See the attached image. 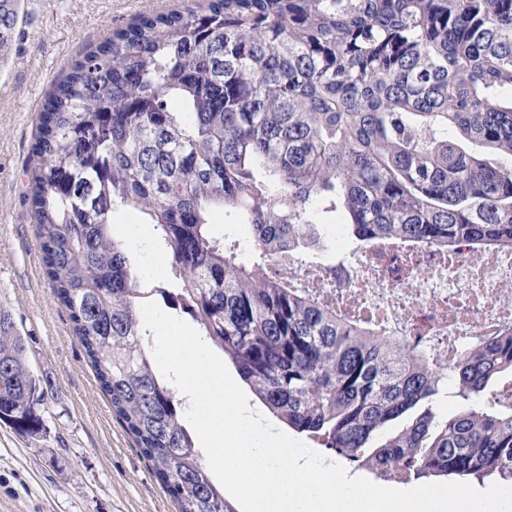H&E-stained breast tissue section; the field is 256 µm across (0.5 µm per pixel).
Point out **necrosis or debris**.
Segmentation results:
<instances>
[{
  "instance_id": "necrosis-or-debris-1",
  "label": "necrosis or debris",
  "mask_w": 512,
  "mask_h": 512,
  "mask_svg": "<svg viewBox=\"0 0 512 512\" xmlns=\"http://www.w3.org/2000/svg\"><path fill=\"white\" fill-rule=\"evenodd\" d=\"M326 299L445 363L512 324V252L371 242Z\"/></svg>"
}]
</instances>
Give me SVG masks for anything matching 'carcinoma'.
Listing matches in <instances>:
<instances>
[{
  "instance_id": "cac0c4a2",
  "label": "carcinoma",
  "mask_w": 512,
  "mask_h": 512,
  "mask_svg": "<svg viewBox=\"0 0 512 512\" xmlns=\"http://www.w3.org/2000/svg\"><path fill=\"white\" fill-rule=\"evenodd\" d=\"M23 20L0 0V64ZM26 170L54 297L112 411L179 512H236L159 379L140 304L160 296L295 432L378 480L512 485V328L430 364L298 282L349 242L512 248V0H207L144 14L49 93ZM156 226L146 288L113 214ZM218 213L250 228L227 242ZM345 262L310 261L336 273ZM464 404L454 414L442 404ZM46 391L0 313V420L38 436Z\"/></svg>"
}]
</instances>
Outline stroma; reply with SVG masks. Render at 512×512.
Masks as SVG:
<instances>
[{
  "instance_id": "stroma-1",
  "label": "stroma",
  "mask_w": 512,
  "mask_h": 512,
  "mask_svg": "<svg viewBox=\"0 0 512 512\" xmlns=\"http://www.w3.org/2000/svg\"><path fill=\"white\" fill-rule=\"evenodd\" d=\"M187 0H24V23L0 65V310L27 347L28 367L51 386L45 431L30 437L0 421V512H177L112 412L68 310L44 273L25 198L39 114L71 63L113 30ZM144 280L167 276L155 233L126 245Z\"/></svg>"
}]
</instances>
